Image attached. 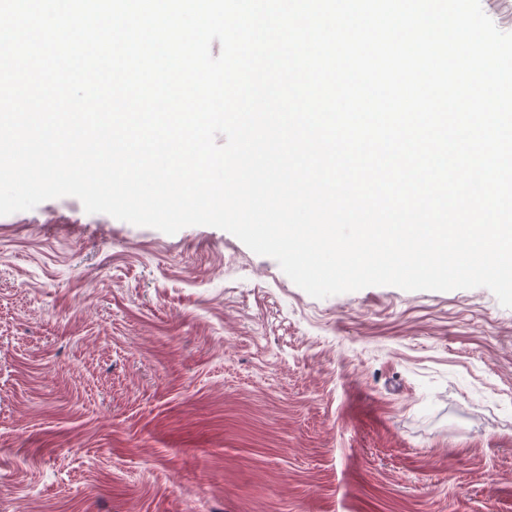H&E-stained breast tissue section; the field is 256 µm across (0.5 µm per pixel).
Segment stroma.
I'll return each mask as SVG.
<instances>
[{
	"label": "stroma",
	"mask_w": 512,
	"mask_h": 512,
	"mask_svg": "<svg viewBox=\"0 0 512 512\" xmlns=\"http://www.w3.org/2000/svg\"><path fill=\"white\" fill-rule=\"evenodd\" d=\"M0 512H512V309L316 299L70 196L0 216Z\"/></svg>",
	"instance_id": "stroma-1"
}]
</instances>
